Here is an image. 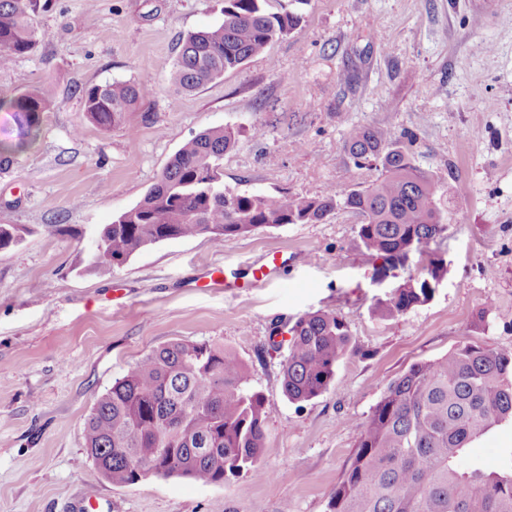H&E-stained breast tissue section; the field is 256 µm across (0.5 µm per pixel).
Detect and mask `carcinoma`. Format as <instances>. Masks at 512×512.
I'll return each instance as SVG.
<instances>
[{
	"label": "carcinoma",
	"mask_w": 512,
	"mask_h": 512,
	"mask_svg": "<svg viewBox=\"0 0 512 512\" xmlns=\"http://www.w3.org/2000/svg\"><path fill=\"white\" fill-rule=\"evenodd\" d=\"M265 0H224V19L190 32L170 68L174 92H192L268 53L296 30L297 11L264 8ZM40 0H0V68L39 43ZM144 90L136 81L106 82L83 94V110L102 130L124 124ZM42 85L0 98L22 151L37 136L42 115L56 107ZM231 126L193 136L173 156L143 200L103 225L81 259L100 276L148 246L207 236L216 242L261 228L318 224L338 209L360 218L358 236L387 271L409 251L448 231L432 174L413 164L405 135L392 128L358 126L345 149L356 168L375 167L364 187L341 184L321 195L239 192L224 186V154L238 143ZM24 229L0 224V250ZM447 266L432 253L427 265L377 304L384 317L426 304ZM281 386L288 400L319 397L349 352L352 337L332 311L307 312L290 328ZM512 421V353L467 343L444 357L412 365L391 381L358 427L349 467L332 490L328 512H512V464L487 471L468 460L470 444ZM265 400L248 386L233 351L210 342H171L146 354L94 399L85 423L86 449L100 475L125 487L149 477H179L217 484L227 476L267 477Z\"/></svg>",
	"instance_id": "1"
}]
</instances>
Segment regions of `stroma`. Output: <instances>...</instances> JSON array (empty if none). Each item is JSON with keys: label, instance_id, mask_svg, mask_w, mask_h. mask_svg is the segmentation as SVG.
<instances>
[{"label": "stroma", "instance_id": "stroma-1", "mask_svg": "<svg viewBox=\"0 0 512 512\" xmlns=\"http://www.w3.org/2000/svg\"><path fill=\"white\" fill-rule=\"evenodd\" d=\"M224 0H47L32 54L0 69V94L43 84L57 98L36 139L0 166V224L24 227L0 250V512H63L79 495L111 512H328L357 427L389 382L466 343L512 352V0H308L302 22L267 56L190 93L169 70L181 38L222 22ZM140 80L125 124L105 132L84 90ZM240 131L224 183L310 196L377 170L347 166L360 125L415 135L414 163L431 173L448 231L430 244L447 273L425 305L375 316L421 265L367 255L358 218L268 227L217 243L169 240L111 275L83 272L95 230L132 208L197 133ZM285 266L259 286L268 254ZM244 288L196 287L208 271ZM336 312L352 336L318 398L284 395L288 330L304 313ZM484 315L483 330L470 324ZM217 342L247 365L265 399L267 479L218 484L151 477L118 487L85 448L94 398L151 350ZM512 451V422L475 440L486 469Z\"/></svg>", "mask_w": 512, "mask_h": 512}]
</instances>
